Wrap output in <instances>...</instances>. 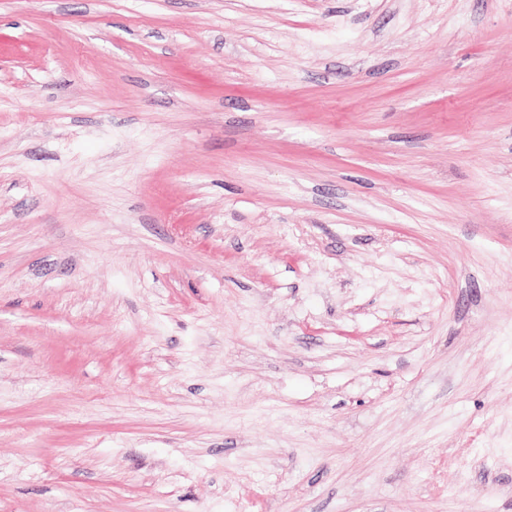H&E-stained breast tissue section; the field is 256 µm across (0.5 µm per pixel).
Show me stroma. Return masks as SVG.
Masks as SVG:
<instances>
[{
	"label": "stroma",
	"mask_w": 512,
	"mask_h": 512,
	"mask_svg": "<svg viewBox=\"0 0 512 512\" xmlns=\"http://www.w3.org/2000/svg\"><path fill=\"white\" fill-rule=\"evenodd\" d=\"M0 512H512V0H0Z\"/></svg>",
	"instance_id": "1"
}]
</instances>
